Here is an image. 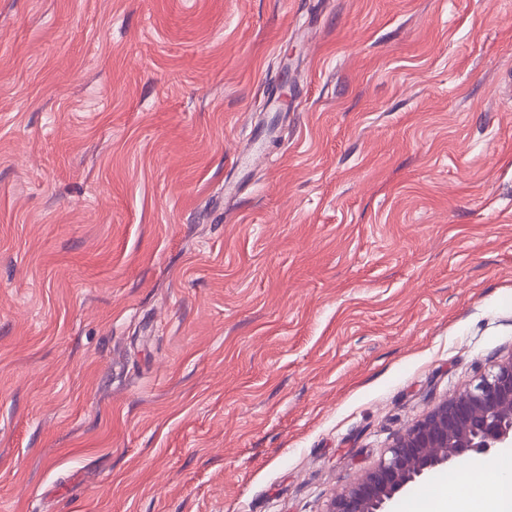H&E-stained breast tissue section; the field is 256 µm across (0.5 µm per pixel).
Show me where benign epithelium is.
Segmentation results:
<instances>
[{
  "label": "benign epithelium",
  "mask_w": 512,
  "mask_h": 512,
  "mask_svg": "<svg viewBox=\"0 0 512 512\" xmlns=\"http://www.w3.org/2000/svg\"><path fill=\"white\" fill-rule=\"evenodd\" d=\"M511 447L512 355L404 428L389 456L335 492L327 512H387L394 497L427 472Z\"/></svg>",
  "instance_id": "obj_1"
}]
</instances>
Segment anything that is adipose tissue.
<instances>
[{
	"label": "adipose tissue",
	"mask_w": 512,
	"mask_h": 512,
	"mask_svg": "<svg viewBox=\"0 0 512 512\" xmlns=\"http://www.w3.org/2000/svg\"><path fill=\"white\" fill-rule=\"evenodd\" d=\"M484 487L482 496H471L468 485ZM411 512H512V450L503 449L495 461H468L454 481L426 491Z\"/></svg>",
	"instance_id": "1"
}]
</instances>
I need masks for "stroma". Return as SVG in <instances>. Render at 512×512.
<instances>
[{"label": "stroma", "mask_w": 512, "mask_h": 512, "mask_svg": "<svg viewBox=\"0 0 512 512\" xmlns=\"http://www.w3.org/2000/svg\"><path fill=\"white\" fill-rule=\"evenodd\" d=\"M511 354L512 0H0V512H325Z\"/></svg>", "instance_id": "stroma-1"}]
</instances>
